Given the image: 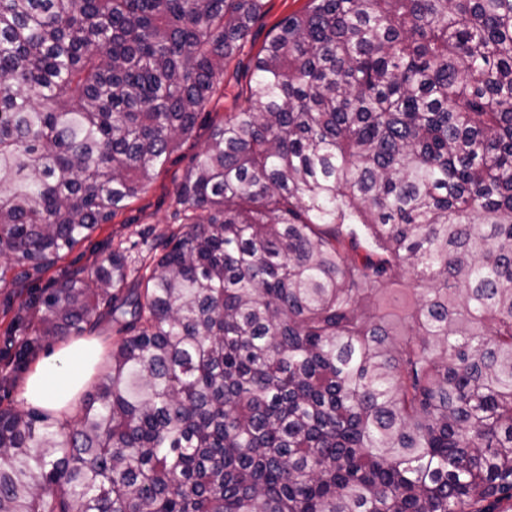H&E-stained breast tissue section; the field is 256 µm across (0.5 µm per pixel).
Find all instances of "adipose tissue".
I'll return each instance as SVG.
<instances>
[{"label":"adipose tissue","instance_id":"1","mask_svg":"<svg viewBox=\"0 0 512 512\" xmlns=\"http://www.w3.org/2000/svg\"><path fill=\"white\" fill-rule=\"evenodd\" d=\"M100 355L99 349L84 340L59 348L27 372L22 400L59 418L72 413L100 362Z\"/></svg>","mask_w":512,"mask_h":512}]
</instances>
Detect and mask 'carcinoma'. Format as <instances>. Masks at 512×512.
I'll return each mask as SVG.
<instances>
[{"label": "carcinoma", "instance_id": "obj_1", "mask_svg": "<svg viewBox=\"0 0 512 512\" xmlns=\"http://www.w3.org/2000/svg\"><path fill=\"white\" fill-rule=\"evenodd\" d=\"M263 0H0V255L40 271L144 190ZM212 126L66 421L0 407V512H505L512 0H307ZM418 281L415 295L405 276Z\"/></svg>", "mask_w": 512, "mask_h": 512}]
</instances>
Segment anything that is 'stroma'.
<instances>
[{"instance_id": "35a3bbf8", "label": "stroma", "mask_w": 512, "mask_h": 512, "mask_svg": "<svg viewBox=\"0 0 512 512\" xmlns=\"http://www.w3.org/2000/svg\"><path fill=\"white\" fill-rule=\"evenodd\" d=\"M307 0H264L262 16L253 24L250 39L241 54L224 69V92L207 105L210 118L223 119L238 111L244 103L250 69L258 51L284 17L305 7ZM209 128L199 124L184 148L174 153L165 167L130 205L120 211L112 223L100 225L88 239L58 259L49 270L31 273L19 279V266L8 271L6 284L0 286V405L21 406V390L26 372L38 360L60 348V341L37 340L32 336L36 310L33 306L44 288L61 275L80 271L91 275L100 261L116 245H124L131 258L140 259L161 253L172 231L180 226L176 189L195 153L207 144ZM32 350L24 361L15 354L23 341Z\"/></svg>"}]
</instances>
